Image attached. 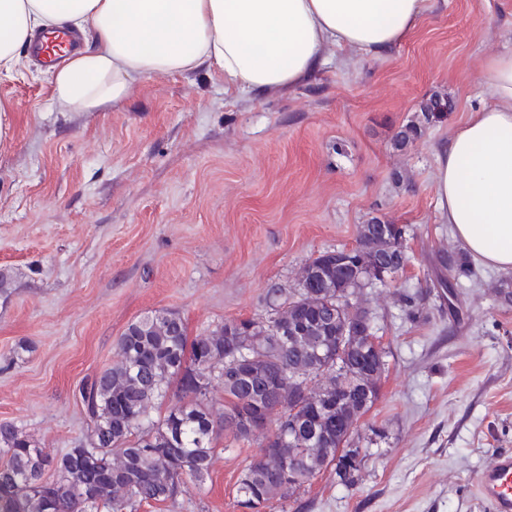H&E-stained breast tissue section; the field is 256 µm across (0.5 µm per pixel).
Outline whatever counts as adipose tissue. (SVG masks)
I'll return each instance as SVG.
<instances>
[{
    "mask_svg": "<svg viewBox=\"0 0 512 512\" xmlns=\"http://www.w3.org/2000/svg\"><path fill=\"white\" fill-rule=\"evenodd\" d=\"M426 0H0V77L40 29L94 33L50 78L56 100L99 112L144 81L207 64L225 92L290 87L325 64L327 47L376 56L420 24ZM490 106L437 149L440 217L475 259L512 271V54L483 63Z\"/></svg>",
    "mask_w": 512,
    "mask_h": 512,
    "instance_id": "1",
    "label": "adipose tissue"
}]
</instances>
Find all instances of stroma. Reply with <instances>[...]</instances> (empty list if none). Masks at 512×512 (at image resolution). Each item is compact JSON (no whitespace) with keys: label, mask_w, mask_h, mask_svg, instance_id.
<instances>
[{"label":"stroma","mask_w":512,"mask_h":512,"mask_svg":"<svg viewBox=\"0 0 512 512\" xmlns=\"http://www.w3.org/2000/svg\"><path fill=\"white\" fill-rule=\"evenodd\" d=\"M512 52V0H428L418 28L377 57L327 49L296 85L236 98L204 66L153 78L120 106H58L21 49L0 77L14 111L0 141V423L58 456L86 437L84 383L129 323L173 310L189 339L266 316L312 256L355 245L379 217L406 229V268L365 289L387 366L358 424V483L321 470L266 512H493L478 474L512 452V271L470 260L436 207V149L487 104L484 59ZM433 94L453 110L405 151L394 133ZM422 292L417 317L401 294ZM258 441L219 437L203 480L136 512H241Z\"/></svg>","instance_id":"1"}]
</instances>
